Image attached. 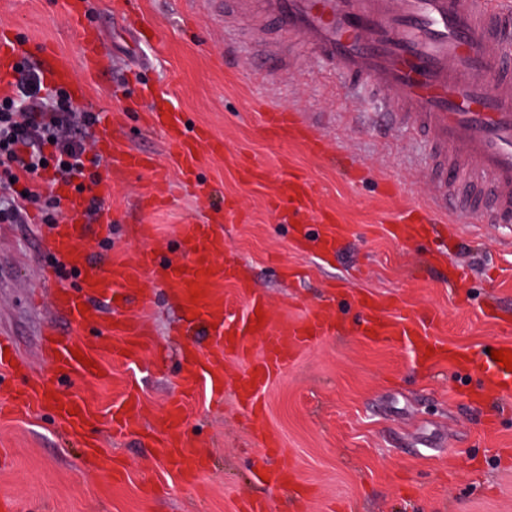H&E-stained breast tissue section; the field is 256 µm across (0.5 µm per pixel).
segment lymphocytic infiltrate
<instances>
[{
  "instance_id": "obj_1",
  "label": "lymphocytic infiltrate",
  "mask_w": 512,
  "mask_h": 512,
  "mask_svg": "<svg viewBox=\"0 0 512 512\" xmlns=\"http://www.w3.org/2000/svg\"><path fill=\"white\" fill-rule=\"evenodd\" d=\"M11 76L9 95L0 97V222L24 223L37 207L47 223H56L61 203L41 182L47 170L54 181L88 193L89 211H98L93 191L101 160L87 133L96 113L48 86L30 61L15 65Z\"/></svg>"
}]
</instances>
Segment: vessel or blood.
<instances>
[{
    "label": "vessel or blood",
    "mask_w": 512,
    "mask_h": 512,
    "mask_svg": "<svg viewBox=\"0 0 512 512\" xmlns=\"http://www.w3.org/2000/svg\"><path fill=\"white\" fill-rule=\"evenodd\" d=\"M235 8L257 20L275 21L292 42L318 58L326 70L345 79L351 89L365 90L376 103L373 117L381 127L400 129L423 141L428 149L424 167L429 176L434 208L441 213L464 211L483 223H512V0H235ZM81 25L85 44L83 64L88 75L109 69L97 29ZM41 63L51 83L66 89L71 97L84 94L73 83L68 60L55 52L43 53ZM147 127L163 132L179 167L193 173L201 151L220 153L221 138L203 132L187 134L179 113L153 109L145 114ZM264 128L274 141L316 143L313 128L293 112H268ZM100 156H117L125 172L153 174L156 190L165 181L157 174L150 156L122 148L112 137V115H101L95 138ZM53 191L66 212L54 226L50 248L66 259L79 275L77 287L60 286L53 291V308L70 321H94L103 306L115 296L136 291L142 307H152L155 298L144 293L145 275L161 269L163 286L180 303L190 322L213 324L207 355L182 353V385L194 393L206 383L211 399L224 388V359L233 355L247 366L237 380L243 410L263 447L279 450L280 441L266 424L261 396L271 379L287 371L296 350L335 335L334 313L318 309L294 323H278L266 315L249 321L246 328L231 327L218 288L234 276L222 262L224 231L215 224L187 223L179 228L182 255L162 264L154 250H141L132 261L113 260L97 267L82 243L80 227L88 205L86 195L57 185ZM311 183L293 177L281 183L278 198L298 206L311 205ZM317 241L322 252H334L344 229L327 213L318 217ZM395 238L422 239L431 236L435 223L419 209L407 211L402 223L391 226ZM359 335L375 341L411 347L422 363L448 361L463 373L480 375L485 397L498 399L512 393V371L506 370L489 352L473 354L448 349L431 338L419 316L402 310L389 316L379 298L358 299ZM114 356L138 357L142 345L138 327L130 320L110 322ZM261 337L263 355L251 356L249 342ZM9 345L0 338V386L7 387L13 404L36 412L49 407L65 421L72 436H80L98 417L87 401L64 395L53 399V378L24 381L26 363L19 355H5ZM39 349L63 374L94 378L92 362L100 361L99 339H75L48 330ZM81 358H74V351ZM184 405L172 403L155 431L153 446L159 457L171 464L180 480L197 479L205 467L198 446L184 436ZM118 431L136 432L139 399L128 394L113 415Z\"/></svg>",
    "instance_id": "b4317fda"
}]
</instances>
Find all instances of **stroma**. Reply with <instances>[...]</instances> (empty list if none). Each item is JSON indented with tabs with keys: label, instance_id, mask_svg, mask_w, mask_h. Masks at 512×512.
<instances>
[{
	"label": "stroma",
	"instance_id": "stroma-1",
	"mask_svg": "<svg viewBox=\"0 0 512 512\" xmlns=\"http://www.w3.org/2000/svg\"><path fill=\"white\" fill-rule=\"evenodd\" d=\"M85 22L97 26L112 61L110 70L85 73L82 43L67 13V0H0V30L9 29L33 58L53 50L67 56L86 84L81 108L112 115V132L128 148L151 155L169 188L144 212L146 173L116 174L102 208L112 220L110 240L85 220L84 245L94 261L134 257L142 245L161 261L178 258L184 220L211 223L214 211L233 205L224 222V250L242 278L268 299L277 321H292L332 304L345 331L296 352L287 373L276 376L262 399L268 426L283 452L268 453L252 438L235 393L245 362L224 361V400L205 391L186 404V433L209 455L193 483L180 481L140 436L114 437L108 420L128 388H137L145 428L156 425L166 404L179 397L183 349L207 352L203 327L184 315L158 278L146 277L152 309L127 304L140 315L150 348L133 361L105 356L103 379L63 376V392L99 411L93 433L112 452L122 474L104 475L83 462V445L42 412L28 417L0 411V491L22 512H237L247 498L275 501L292 512L290 493L270 490L253 477L260 466L294 463L311 488L309 512H512V398L489 401L478 375L459 374L448 363L421 367L405 346L357 333L354 302L372 295L422 315L447 346L479 351L493 342L512 344V227L482 224L465 214L440 224L432 239H394L389 228L408 206L428 208L430 188L421 166L422 143L401 131L364 128L359 115L373 111L363 93L290 47L292 66L270 61L256 70L255 44L270 31L235 13L209 10L205 0H128L114 18L108 0H85ZM157 33L134 44L133 28ZM181 113L191 131L224 141L220 154L202 153L197 180L203 191H184L181 169L164 135L143 122L156 99ZM294 112L310 121L325 147L274 143L263 129L268 111ZM294 173L316 187V209L347 226L333 257L322 260L295 249L293 228L271 200L279 180ZM150 224L148 243L129 228ZM49 225L38 212L27 223L0 229V334L29 361L49 372L38 352L43 331L76 338L102 336L92 324L55 313L42 280L52 266L74 286L77 274L48 251Z\"/></svg>",
	"mask_w": 512,
	"mask_h": 512
}]
</instances>
